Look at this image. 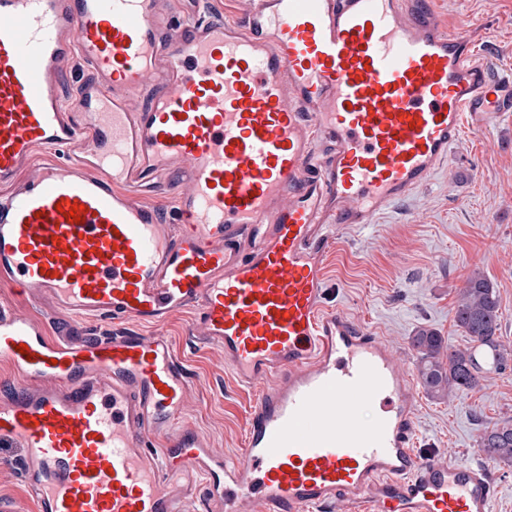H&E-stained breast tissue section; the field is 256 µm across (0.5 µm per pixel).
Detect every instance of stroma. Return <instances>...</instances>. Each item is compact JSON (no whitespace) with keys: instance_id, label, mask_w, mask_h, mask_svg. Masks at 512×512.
I'll list each match as a JSON object with an SVG mask.
<instances>
[{"instance_id":"obj_1","label":"stroma","mask_w":512,"mask_h":512,"mask_svg":"<svg viewBox=\"0 0 512 512\" xmlns=\"http://www.w3.org/2000/svg\"><path fill=\"white\" fill-rule=\"evenodd\" d=\"M435 17L475 31L481 58L495 70H512V0H435ZM325 262L327 306L385 341L408 374L416 372L409 338L418 329L435 330L455 349L470 346L452 309L476 272L496 290L498 341L512 347V112L470 121L425 187L374 223L340 231ZM191 319L182 311L166 326L191 381L183 421L210 437L216 452L233 456L244 446L258 391L240 386L220 353L194 344ZM507 420L512 363L485 369L478 387L443 400L417 390V452L487 464L497 487L493 512H512V464L486 463L477 447L483 425ZM20 458L16 448L0 456V498L16 512H35Z\"/></svg>"}]
</instances>
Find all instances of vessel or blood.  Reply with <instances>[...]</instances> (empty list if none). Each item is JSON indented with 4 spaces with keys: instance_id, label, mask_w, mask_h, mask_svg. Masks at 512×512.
<instances>
[{
    "instance_id": "vessel-or-blood-1",
    "label": "vessel or blood",
    "mask_w": 512,
    "mask_h": 512,
    "mask_svg": "<svg viewBox=\"0 0 512 512\" xmlns=\"http://www.w3.org/2000/svg\"><path fill=\"white\" fill-rule=\"evenodd\" d=\"M169 4L0 0V357L22 379L0 448H21L36 512H184L202 490L224 512H492L484 466L415 451L414 381L327 307L322 254L425 186L468 119L512 112V74L431 0H253L239 21ZM166 183L167 218L137 199ZM41 301L141 329L52 336L23 311ZM182 310L262 387L236 456L181 422L163 327Z\"/></svg>"
}]
</instances>
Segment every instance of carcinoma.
<instances>
[{"instance_id":"1","label":"carcinoma","mask_w":512,"mask_h":512,"mask_svg":"<svg viewBox=\"0 0 512 512\" xmlns=\"http://www.w3.org/2000/svg\"><path fill=\"white\" fill-rule=\"evenodd\" d=\"M453 322L476 343L474 348L452 349L436 331L425 328L409 338L418 358L419 382L437 399L479 385L482 373L479 355L491 357L499 370L512 360V349L505 348L496 338L499 303L495 289L481 274H473L460 289ZM478 451L491 462L512 464V422L484 427L478 438Z\"/></svg>"}]
</instances>
